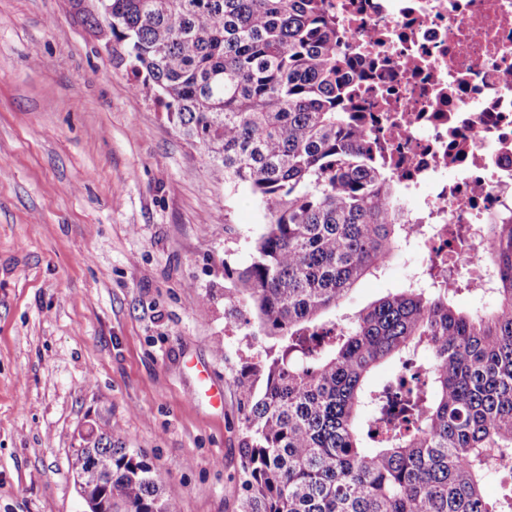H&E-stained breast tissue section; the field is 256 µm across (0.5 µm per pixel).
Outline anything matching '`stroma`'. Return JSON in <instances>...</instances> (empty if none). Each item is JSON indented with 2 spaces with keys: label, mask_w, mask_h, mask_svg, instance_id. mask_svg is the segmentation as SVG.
Listing matches in <instances>:
<instances>
[{
  "label": "stroma",
  "mask_w": 512,
  "mask_h": 512,
  "mask_svg": "<svg viewBox=\"0 0 512 512\" xmlns=\"http://www.w3.org/2000/svg\"><path fill=\"white\" fill-rule=\"evenodd\" d=\"M93 0H0V512H83L79 429L115 425L181 512H242L237 380L264 356L227 268L265 222L135 90ZM397 252L337 317L405 286ZM224 401L191 399L203 375Z\"/></svg>",
  "instance_id": "1"
}]
</instances>
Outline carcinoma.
<instances>
[{
    "mask_svg": "<svg viewBox=\"0 0 512 512\" xmlns=\"http://www.w3.org/2000/svg\"><path fill=\"white\" fill-rule=\"evenodd\" d=\"M108 39L134 88L204 150L266 222L224 293L274 339L237 381L245 405L243 512H512L483 492L487 461L512 455V221L492 238L494 307L467 313L428 264L352 316L355 284L409 243L414 215L381 165L346 74L332 0H107ZM418 359L420 385L371 376ZM97 429L112 512H179L146 455Z\"/></svg>",
    "mask_w": 512,
    "mask_h": 512,
    "instance_id": "cac0c4a2",
    "label": "carcinoma"
}]
</instances>
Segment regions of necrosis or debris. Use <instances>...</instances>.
<instances>
[{
  "mask_svg": "<svg viewBox=\"0 0 512 512\" xmlns=\"http://www.w3.org/2000/svg\"><path fill=\"white\" fill-rule=\"evenodd\" d=\"M403 198L449 281L489 295L482 227L512 215V0H333Z\"/></svg>",
  "mask_w": 512,
  "mask_h": 512,
  "instance_id": "obj_1",
  "label": "necrosis or debris"
}]
</instances>
